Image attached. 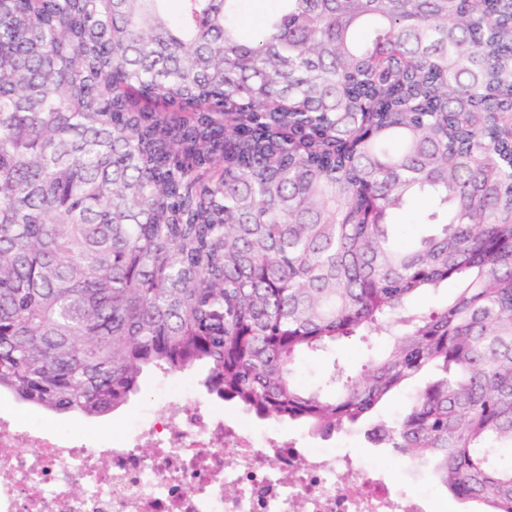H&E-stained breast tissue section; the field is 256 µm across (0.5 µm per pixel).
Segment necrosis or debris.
Segmentation results:
<instances>
[{
    "label": "necrosis or debris",
    "mask_w": 512,
    "mask_h": 512,
    "mask_svg": "<svg viewBox=\"0 0 512 512\" xmlns=\"http://www.w3.org/2000/svg\"><path fill=\"white\" fill-rule=\"evenodd\" d=\"M127 431L71 432L0 414V512H434L382 470L330 446L257 439L218 402L180 393Z\"/></svg>",
    "instance_id": "1"
}]
</instances>
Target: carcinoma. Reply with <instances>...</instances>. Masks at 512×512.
I'll list each match as a JSON object with an SVG mask.
<instances>
[{
  "instance_id": "obj_1",
  "label": "carcinoma",
  "mask_w": 512,
  "mask_h": 512,
  "mask_svg": "<svg viewBox=\"0 0 512 512\" xmlns=\"http://www.w3.org/2000/svg\"><path fill=\"white\" fill-rule=\"evenodd\" d=\"M245 2L0 0V393L98 418L201 370L512 512V0ZM417 197L440 231L394 239ZM365 344L359 338H350L336 351V356L344 363L348 372H357L363 362ZM332 369L331 359L321 356H305L301 361V378L307 385H315L326 378Z\"/></svg>"
}]
</instances>
